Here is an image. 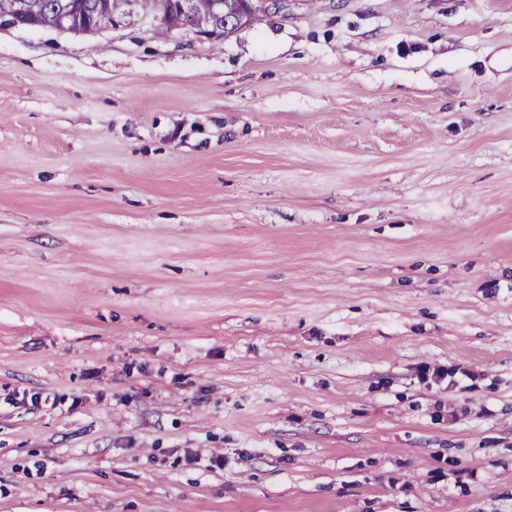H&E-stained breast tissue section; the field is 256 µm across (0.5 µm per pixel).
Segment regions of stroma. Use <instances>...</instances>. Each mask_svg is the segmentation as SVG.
<instances>
[{
  "label": "stroma",
  "mask_w": 512,
  "mask_h": 512,
  "mask_svg": "<svg viewBox=\"0 0 512 512\" xmlns=\"http://www.w3.org/2000/svg\"><path fill=\"white\" fill-rule=\"evenodd\" d=\"M0 512H512V0L0 27ZM211 0H195V22L198 26L203 28L204 32H220L215 38H220L222 32L224 37L234 33L240 28L237 20L238 3L240 1L228 0L225 4L221 0H215L213 7L222 8L223 11L212 10L208 2Z\"/></svg>",
  "instance_id": "1"
}]
</instances>
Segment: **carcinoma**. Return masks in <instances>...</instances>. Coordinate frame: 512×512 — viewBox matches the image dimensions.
Returning a JSON list of instances; mask_svg holds the SVG:
<instances>
[{
    "mask_svg": "<svg viewBox=\"0 0 512 512\" xmlns=\"http://www.w3.org/2000/svg\"><path fill=\"white\" fill-rule=\"evenodd\" d=\"M115 0H0V20L9 26L27 28H59L65 20L67 31L74 33H97L115 26L114 20L121 16L131 17L140 12L148 18L159 17L168 28L179 23L174 11H164L163 0H132L128 11L114 6ZM195 22L205 32L218 31L230 35L239 29L238 3L226 0L224 9L213 10L210 0H195Z\"/></svg>",
    "mask_w": 512,
    "mask_h": 512,
    "instance_id": "obj_1",
    "label": "carcinoma"
}]
</instances>
